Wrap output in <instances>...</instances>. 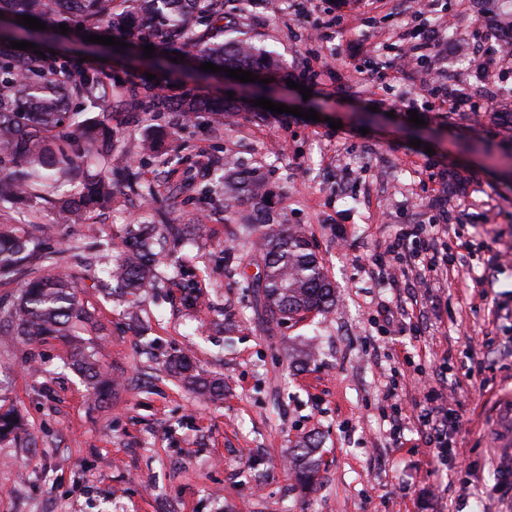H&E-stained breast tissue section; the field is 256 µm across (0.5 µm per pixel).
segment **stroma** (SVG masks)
<instances>
[{
  "label": "stroma",
  "mask_w": 512,
  "mask_h": 512,
  "mask_svg": "<svg viewBox=\"0 0 512 512\" xmlns=\"http://www.w3.org/2000/svg\"><path fill=\"white\" fill-rule=\"evenodd\" d=\"M454 15L422 71L402 82L380 73L433 18ZM325 13L297 17L291 0H224V24L279 59L284 113L255 107L216 123L201 112L174 125L127 112L112 93L111 204L64 224L40 199L0 208L17 232L39 225L94 316L83 332L115 382L97 401L71 367L67 339L35 343L0 329V406L24 419L0 440V512H512V469L493 446L499 400L512 395V170L491 168L480 148L512 149V57L491 74L486 48L512 37V0H411L346 9L342 26L312 40ZM334 76H327L326 68ZM462 85L477 109L453 112L429 74ZM310 98H303L302 88ZM314 109L318 120L291 115ZM418 111L422 126L410 122ZM339 120L334 129L330 120ZM163 129L183 157L177 172L143 155ZM421 147H412V140ZM262 166L274 217L301 227L336 288V305L300 322L257 315L237 257L255 253L243 225L224 220V197L186 184L202 164ZM140 173L152 199L126 191ZM192 224V243L157 246L156 283L138 319L100 289V263L131 245L134 225ZM416 224L449 225L456 275L427 280L409 255L386 247ZM466 247H458V240ZM202 291L188 305L184 284ZM178 355L224 380L221 399L201 397L166 369ZM452 394L456 413L446 463L421 422L422 382ZM319 442L320 482L300 486L293 449Z\"/></svg>",
  "instance_id": "obj_1"
}]
</instances>
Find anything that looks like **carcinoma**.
I'll return each instance as SVG.
<instances>
[{
    "mask_svg": "<svg viewBox=\"0 0 512 512\" xmlns=\"http://www.w3.org/2000/svg\"><path fill=\"white\" fill-rule=\"evenodd\" d=\"M36 17L47 29L31 30L16 23L17 16ZM68 19V35L106 36L116 33L128 44L125 52L140 60L145 72L169 69L167 52L178 47L184 61L205 59L218 67L265 73L273 78L274 66L260 58L255 47L240 38L224 39V0H0V206L22 199L45 198L63 178L82 171L95 159L100 168L85 170V191L77 198L55 201L62 219L76 223L87 211L112 202V182L106 171L112 157V128L107 112L93 122H79L77 116L89 107L111 101L116 79L112 74L74 63L51 54L47 30L57 28L55 19ZM13 41H29L34 50L4 49ZM154 47V56L144 57L143 47ZM128 109L151 116L156 112H177L180 118L211 112L218 121L241 111L236 101L215 103L191 93L177 102L160 92L132 93ZM242 196L260 202L270 196L268 180L261 168H228L224 177V214ZM260 243L258 254L262 274L245 278L244 288L271 318L295 320L308 312H323L336 303V292L326 277L306 233L296 227L275 228L267 212L258 209L248 220ZM158 226L144 224L134 248L107 262L103 273L121 293L137 296L153 286L152 240ZM56 255L42 253L32 240L0 225V284L23 276L15 302L0 305V322L10 325L29 341L46 337L76 335L80 326L93 324V315L76 296V282L55 272ZM72 365L86 378L97 399L108 398L112 381L105 378L90 348L78 344ZM171 374L213 398L224 394V381L205 379L194 373L191 360L178 356L168 364ZM21 418L13 409L0 412V439L15 436ZM295 475L304 487L318 480L320 459L315 439L308 438L294 448Z\"/></svg>",
    "mask_w": 512,
    "mask_h": 512,
    "instance_id": "1",
    "label": "carcinoma"
}]
</instances>
